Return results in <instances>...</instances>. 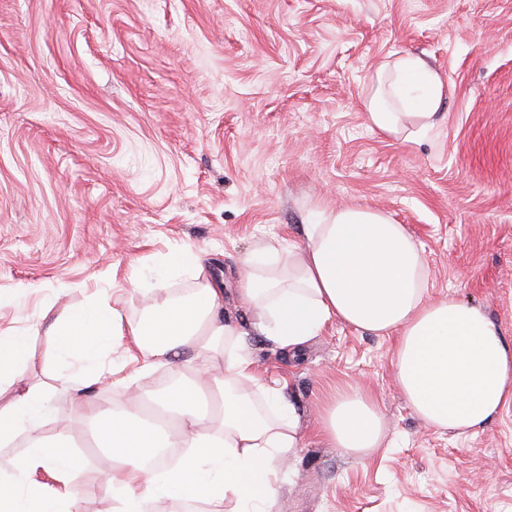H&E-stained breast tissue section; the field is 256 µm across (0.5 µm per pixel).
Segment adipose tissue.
<instances>
[{
	"mask_svg": "<svg viewBox=\"0 0 512 512\" xmlns=\"http://www.w3.org/2000/svg\"><path fill=\"white\" fill-rule=\"evenodd\" d=\"M447 93L438 71L407 54L370 76L367 117L380 133L411 141L434 127ZM302 235V245L286 249L258 242L238 272L239 299L272 345L296 356L332 320L394 338L407 406L457 435L483 431L512 404V342L481 306L430 299L428 266L406 225L381 210L338 207L312 212ZM182 273L195 287L173 294L168 282ZM134 285L143 296L138 320L96 295L62 308L48 298L39 322L0 330V447L27 443L11 470H0V512H79L73 445L52 431L60 396L97 424L95 442L114 462L106 475L114 512H151L163 499L183 512H225L228 501L232 512H274L278 476L306 444L302 413L281 389L258 383L245 332L224 318L223 281L194 251L176 250ZM116 353L139 369L118 376ZM42 364L53 384L31 379ZM164 365L189 374L162 392L174 421L166 429L149 422L148 398L134 389ZM106 377L120 392L115 410L91 396ZM315 435L366 457L380 447L385 419L369 394L337 386L320 403ZM160 448L188 454L171 467L150 465L148 453Z\"/></svg>",
	"mask_w": 512,
	"mask_h": 512,
	"instance_id": "adipose-tissue-1",
	"label": "adipose tissue"
}]
</instances>
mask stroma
Returning <instances> with one entry per match:
<instances>
[{"label": "stroma", "instance_id": "35a3bbf8", "mask_svg": "<svg viewBox=\"0 0 512 512\" xmlns=\"http://www.w3.org/2000/svg\"><path fill=\"white\" fill-rule=\"evenodd\" d=\"M412 53L448 81L423 138L372 129L368 75ZM368 206L422 247L433 297L481 305L512 339V0H0V289L38 321L45 297L97 293L137 319L131 280L202 253L256 374L286 377L314 421L338 385L387 422L359 457L316 439L283 471V512H512V405L464 438L425 425L393 341L330 322L290 364L252 331L236 271L259 239L301 243L309 210ZM76 441L81 512H112V459Z\"/></svg>", "mask_w": 512, "mask_h": 512}]
</instances>
